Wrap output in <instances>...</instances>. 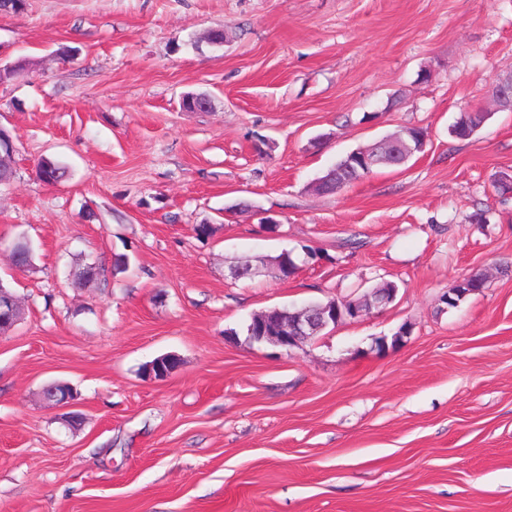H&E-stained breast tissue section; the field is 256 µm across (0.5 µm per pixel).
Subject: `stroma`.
<instances>
[{
    "label": "stroma",
    "mask_w": 512,
    "mask_h": 512,
    "mask_svg": "<svg viewBox=\"0 0 512 512\" xmlns=\"http://www.w3.org/2000/svg\"><path fill=\"white\" fill-rule=\"evenodd\" d=\"M19 60L0 82V277L23 309L0 335V512H512V112L491 93L512 0H27L0 13V62ZM467 109L489 118L459 140ZM411 125L428 141L406 166L315 191ZM44 157L63 182L38 180ZM306 246L288 279L263 265ZM474 272L485 288L444 303ZM384 280L392 303L291 352L240 334ZM165 354L178 368L145 375Z\"/></svg>",
    "instance_id": "1"
}]
</instances>
